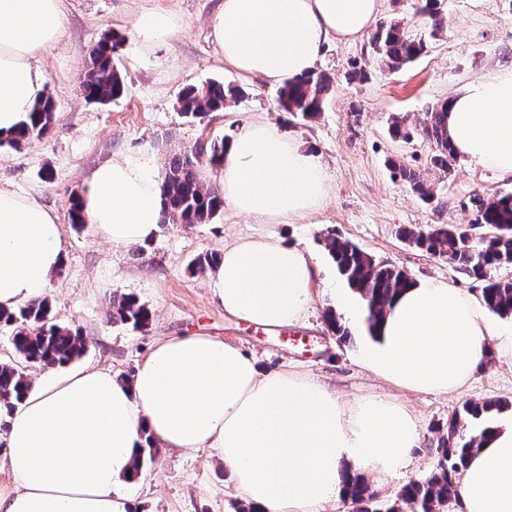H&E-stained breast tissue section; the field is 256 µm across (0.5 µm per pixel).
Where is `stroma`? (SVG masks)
<instances>
[{
    "label": "stroma",
    "mask_w": 512,
    "mask_h": 512,
    "mask_svg": "<svg viewBox=\"0 0 512 512\" xmlns=\"http://www.w3.org/2000/svg\"><path fill=\"white\" fill-rule=\"evenodd\" d=\"M221 0H65L68 24L43 65L44 93L55 105L45 135L13 148L0 146V186L37 199L54 210L66 239L64 263L47 296L57 321L80 330L87 349L81 363L131 378L153 342L180 333H203L241 347L261 371L292 365L336 387L347 399L389 397L416 414L422 442L413 461L387 486L375 488L377 503L394 500L408 482L435 468L436 448L449 419L469 401L512 403V355L491 350L470 388L457 396L410 394L390 388L364 370L358 351L362 330L340 340L327 323L335 295L345 283L325 246L335 233L395 266L410 278L436 277L477 293L476 282L447 259L408 246L403 227L438 225L470 229L473 194L496 198L512 194V180L457 158L447 174L432 168L434 147L419 132L428 105L500 64L512 63V0H444L442 29L413 64L392 73L382 68L368 40L333 42L317 70L329 73L334 87L321 116L291 127L302 144L321 155L331 192L324 208L296 224H261L223 210L207 224H164L150 241L115 251L91 227L76 229L69 219L74 196L100 161L116 154L153 160L163 166L169 152L196 140L237 135L251 120L283 124L276 86L242 76L220 60L210 19ZM156 6L171 9L181 29L145 43L132 31L134 18ZM121 37L116 55L125 93L106 105L88 102L81 91L90 55L106 37ZM365 70L364 80L352 79ZM220 81L242 86L244 96L226 111L190 122L178 97L190 85ZM412 128L409 140L393 139V117ZM421 170L439 199L429 205L397 182L388 159ZM274 235L298 244L316 270L317 293L306 321L291 328L262 330L225 314L205 275L194 272L199 255L222 251L225 241ZM135 296L151 312L147 328L113 323L112 297ZM130 489L132 512H241L230 472L211 451L181 455L159 449Z\"/></svg>",
    "instance_id": "stroma-1"
}]
</instances>
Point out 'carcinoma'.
<instances>
[{
	"mask_svg": "<svg viewBox=\"0 0 512 512\" xmlns=\"http://www.w3.org/2000/svg\"><path fill=\"white\" fill-rule=\"evenodd\" d=\"M440 4L441 0H416L414 3L415 14L430 22L427 35L398 19L381 22L375 27L369 45L381 65L397 72L425 52L426 36L433 37L440 30ZM119 44L117 38L103 40L93 50L91 63L81 82L87 100L107 104L124 94L123 80L113 63V54ZM330 90V77L313 71L302 79L285 81L277 91V102L279 108L293 119L311 122L324 112ZM242 94L243 90L238 86L214 81L202 87L185 88L178 104L184 117L196 119L225 111ZM446 105L444 101L427 106L426 120L421 127V133L435 148L430 164L443 173L448 172V161L455 159L448 139ZM53 121L54 106L45 96L34 105L30 122L7 140V144L12 147L26 144L48 132ZM229 142L227 135L198 140L166 158L162 182L163 223L206 224L220 213L223 209L221 193L202 182L200 170L203 166L217 169ZM391 165L402 184L422 201L428 204L437 201L420 172L395 160ZM471 204L476 212L475 223L489 227L490 236L475 240L464 229L453 225H439L427 230L403 228L399 236L410 246L451 259L454 265L481 282V299L487 309L503 317H512V280L495 275L499 268L512 266V196L492 200L476 194ZM325 245L339 275L364 299L368 328H374L378 314L390 305L401 288L412 283L411 278L405 272L375 260L358 246L336 238L333 233L325 237ZM50 314L51 307L46 298L11 313H0V321L19 324V330L12 336L15 352L24 362L43 369L70 363L86 350L83 336L51 321ZM112 318L116 323L143 329L148 326L151 314L135 298L122 294L112 299ZM28 384L29 378L23 369L0 363V407L12 409L21 400ZM503 409V404L494 401L466 403L462 412L451 419L446 435L438 442L435 471L423 480L404 485L386 512H401L405 506L417 512H439L459 501L457 476L487 432L484 425L470 430L468 424L482 421L485 416ZM347 496L354 512H370L367 504L374 494L361 476L351 477Z\"/></svg>",
	"mask_w": 512,
	"mask_h": 512,
	"instance_id": "obj_1",
	"label": "carcinoma"
}]
</instances>
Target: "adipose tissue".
Returning <instances> with one entry per match:
<instances>
[{"mask_svg": "<svg viewBox=\"0 0 512 512\" xmlns=\"http://www.w3.org/2000/svg\"><path fill=\"white\" fill-rule=\"evenodd\" d=\"M64 0H0V138L27 122L43 96L42 56L57 43ZM380 0H223L211 20L226 65L270 84L311 73L324 46L362 39ZM456 154L512 179V63L448 100ZM216 178L226 207L265 223L319 212L329 180L320 155L278 124L248 123ZM79 208L112 248L159 231L161 181L147 160L112 157L88 176ZM57 216L0 187V310L46 296L64 260ZM213 274L225 313L267 328L304 322L315 295L311 258L284 239L225 243ZM512 352V325L452 282L413 281L359 352L360 364L410 393L467 389L490 342ZM492 434L458 480L463 512H512V420ZM182 453L214 451L252 512H324L350 476L384 479L412 460L421 431L411 409L381 398L346 401L328 383L289 369L263 372L239 347L183 333L152 344L131 380L97 366L53 368L30 380L11 410L0 463L13 487L0 512H128L125 485L145 439Z\"/></svg>", "mask_w": 512, "mask_h": 512, "instance_id": "adipose-tissue-1", "label": "adipose tissue"}]
</instances>
